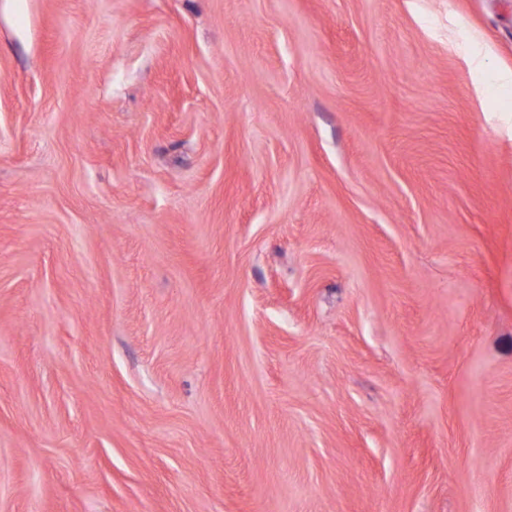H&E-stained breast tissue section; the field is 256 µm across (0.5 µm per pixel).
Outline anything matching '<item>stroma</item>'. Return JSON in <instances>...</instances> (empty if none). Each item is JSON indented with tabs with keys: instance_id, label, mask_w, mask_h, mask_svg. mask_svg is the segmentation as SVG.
<instances>
[{
	"instance_id": "obj_1",
	"label": "stroma",
	"mask_w": 512,
	"mask_h": 512,
	"mask_svg": "<svg viewBox=\"0 0 512 512\" xmlns=\"http://www.w3.org/2000/svg\"><path fill=\"white\" fill-rule=\"evenodd\" d=\"M512 0H0V512H512Z\"/></svg>"
}]
</instances>
